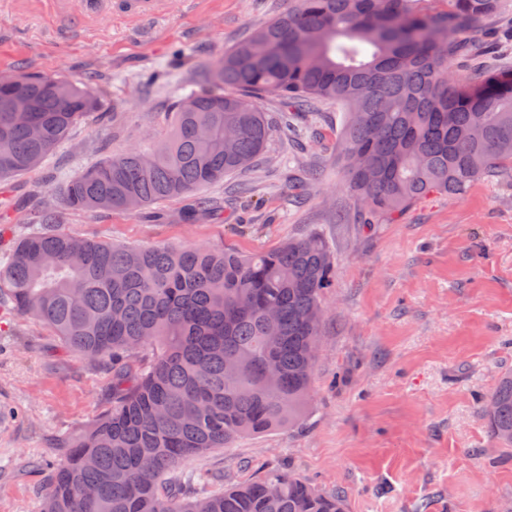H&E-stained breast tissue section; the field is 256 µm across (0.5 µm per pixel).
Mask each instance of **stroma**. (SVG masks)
<instances>
[{
    "mask_svg": "<svg viewBox=\"0 0 512 512\" xmlns=\"http://www.w3.org/2000/svg\"><path fill=\"white\" fill-rule=\"evenodd\" d=\"M288 0H165L141 22L122 11L87 13L84 0H0V75L31 73L88 84L97 112L79 123L35 173L0 193L26 231L50 200L66 232L123 245L206 244L253 252L316 231L336 261V283L300 424L207 451L183 471L212 474L202 492L232 487L268 468L287 469L347 512H512V449L499 447L482 401L512 370V173L479 179L458 197L432 195L396 221L361 224L336 156L342 109L324 105L305 160L274 136L247 179L259 206L223 199L219 213L184 223L188 201L159 204L163 217L70 210L63 186L84 168L166 129L174 102ZM459 68H512V11L489 20ZM111 362L90 364L50 328L0 305V512H41L44 460L112 407Z\"/></svg>",
    "mask_w": 512,
    "mask_h": 512,
    "instance_id": "stroma-1",
    "label": "stroma"
}]
</instances>
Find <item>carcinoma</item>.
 Returning <instances> with one entry per match:
<instances>
[{"mask_svg": "<svg viewBox=\"0 0 512 512\" xmlns=\"http://www.w3.org/2000/svg\"><path fill=\"white\" fill-rule=\"evenodd\" d=\"M288 0V9L224 51L214 85L175 101L154 148L84 169L64 187L74 211L138 213L192 197L191 224L221 204L200 192L252 170L302 111L346 112L338 135L358 222L391 219L430 193L464 194L512 166V73H457L467 34L503 0ZM273 95L272 116L260 101ZM31 111H7L17 98ZM84 84L17 74L0 85V181L28 174L98 111ZM6 244L0 302L47 325L80 358L112 359V410L65 436L42 512H345L284 469L216 495L162 476L185 458L302 418L335 265L316 233L249 254L197 245L120 246L60 228L45 201ZM270 358L279 380L264 374ZM235 360L230 374L225 364ZM491 436L512 448V372L487 396Z\"/></svg>", "mask_w": 512, "mask_h": 512, "instance_id": "cac0c4a2", "label": "carcinoma"}]
</instances>
